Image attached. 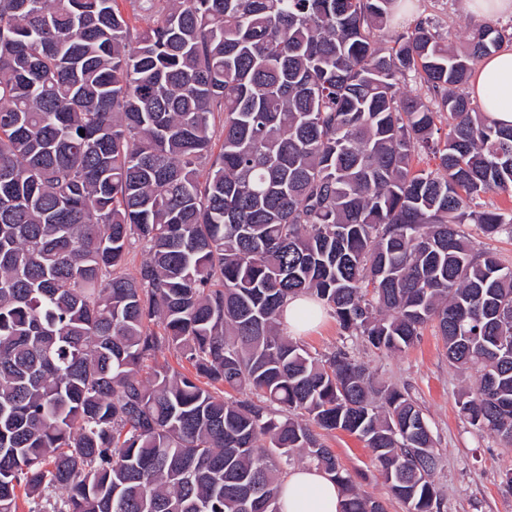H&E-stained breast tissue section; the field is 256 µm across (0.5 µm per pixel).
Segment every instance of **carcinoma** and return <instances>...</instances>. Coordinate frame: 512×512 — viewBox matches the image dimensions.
I'll list each match as a JSON object with an SVG mask.
<instances>
[{"label":"carcinoma","instance_id":"carcinoma-1","mask_svg":"<svg viewBox=\"0 0 512 512\" xmlns=\"http://www.w3.org/2000/svg\"><path fill=\"white\" fill-rule=\"evenodd\" d=\"M134 2L152 24L0 0V512L21 490L30 512H279L296 458L343 512H386L336 430L406 512H441L409 393L280 317L307 296L389 353L433 324L479 372L460 414L512 447V268L461 230L512 237L476 203L512 195V126L463 92L512 36L482 20L451 51L421 19L384 47L399 0ZM165 348L195 374L143 372ZM325 442L339 463L350 473L361 492L385 502L387 512H406L404 505L392 498L379 477L368 448L355 436L343 431L327 434Z\"/></svg>","mask_w":512,"mask_h":512}]
</instances>
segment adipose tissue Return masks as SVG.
<instances>
[{
  "label": "adipose tissue",
  "mask_w": 512,
  "mask_h": 512,
  "mask_svg": "<svg viewBox=\"0 0 512 512\" xmlns=\"http://www.w3.org/2000/svg\"><path fill=\"white\" fill-rule=\"evenodd\" d=\"M471 89L489 119L512 125V48L486 57L474 71ZM281 512H342L335 484L313 466L296 467L282 483Z\"/></svg>",
  "instance_id": "1"
}]
</instances>
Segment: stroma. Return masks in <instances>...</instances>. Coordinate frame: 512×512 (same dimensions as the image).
Segmentation results:
<instances>
[{
  "instance_id": "stroma-1",
  "label": "stroma",
  "mask_w": 512,
  "mask_h": 512,
  "mask_svg": "<svg viewBox=\"0 0 512 512\" xmlns=\"http://www.w3.org/2000/svg\"><path fill=\"white\" fill-rule=\"evenodd\" d=\"M422 18L433 22L449 46L463 45L471 17L462 11L460 0H417L405 24L414 26ZM298 342L317 354L346 348L368 365L375 378L409 392L422 408L439 450L434 482L443 499L442 512H512V487L505 478L512 469V449L501 447L494 436L474 430L460 416L456 401L474 387L478 374L449 365L434 327H426L418 342L404 351L386 353L344 336L328 315ZM325 442L361 492L383 500L387 512H406L404 505L390 496L363 442L339 430L327 434Z\"/></svg>"
}]
</instances>
